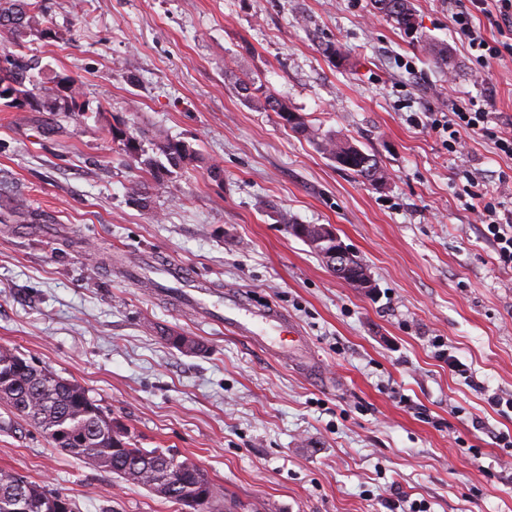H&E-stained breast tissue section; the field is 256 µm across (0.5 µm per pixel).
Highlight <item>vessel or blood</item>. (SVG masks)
I'll use <instances>...</instances> for the list:
<instances>
[{"label": "vessel or blood", "instance_id": "1", "mask_svg": "<svg viewBox=\"0 0 512 512\" xmlns=\"http://www.w3.org/2000/svg\"><path fill=\"white\" fill-rule=\"evenodd\" d=\"M162 279L182 282L181 295L196 312L208 313L214 323H224L240 336L281 360L305 357L307 342L286 312L271 304H257L233 288H200L184 278L179 265L159 270Z\"/></svg>", "mask_w": 512, "mask_h": 512}]
</instances>
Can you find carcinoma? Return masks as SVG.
I'll list each match as a JSON object with an SVG mask.
<instances>
[{"instance_id": "cac0c4a2", "label": "carcinoma", "mask_w": 512, "mask_h": 512, "mask_svg": "<svg viewBox=\"0 0 512 512\" xmlns=\"http://www.w3.org/2000/svg\"><path fill=\"white\" fill-rule=\"evenodd\" d=\"M43 0H0V99H10L17 108L33 112H65L73 115L83 111L81 79L77 75H44L36 58L25 59L10 52L34 32L42 31ZM374 9L409 30L416 15L411 0H372ZM264 108L274 112L292 131L313 141L316 148L331 161L360 177L380 175L371 155L349 141L332 133L313 129L299 113L292 111L273 94L264 96ZM156 153L175 166H186L195 152L180 141L164 135L154 138ZM20 356L13 350L0 348V402L9 406L21 419L37 426L55 448L66 450L85 464L104 469L125 479L131 468L143 474L144 488L151 493L179 501H192L194 512H218L215 498L199 501L212 484L210 477L198 481L189 475L178 488L180 497L163 490L166 483L163 463L171 455L155 448H140L130 435L112 432L102 410L80 384L57 382L45 384L52 374L47 367L27 361L19 365ZM33 496L27 512H53L52 503L58 492L29 482Z\"/></svg>"}]
</instances>
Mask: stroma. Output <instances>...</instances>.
I'll list each match as a JSON object with an SVG mask.
<instances>
[{"label": "stroma", "mask_w": 512, "mask_h": 512, "mask_svg": "<svg viewBox=\"0 0 512 512\" xmlns=\"http://www.w3.org/2000/svg\"><path fill=\"white\" fill-rule=\"evenodd\" d=\"M29 38L78 74L75 118L0 100V347L87 389L142 448L205 469L243 512H512V268L482 237L469 178L512 211V160L489 134L464 154L410 123L476 102L512 118V57L482 71L448 0H413L419 39L370 0H44ZM447 47L452 68L430 45ZM313 127L375 155L371 182L235 91L242 77ZM184 142L161 179L131 160ZM149 186L134 200L133 182ZM329 224L374 283L329 272L285 221ZM154 257L208 288L284 309L317 372L200 322L124 269ZM195 337L186 354L167 332ZM444 343L468 369L436 356ZM0 468L78 512H183L52 447L0 403ZM153 141L156 153L163 155L169 163L175 166H186L195 158V152L180 141L161 134L155 136Z\"/></svg>", "instance_id": "1"}]
</instances>
